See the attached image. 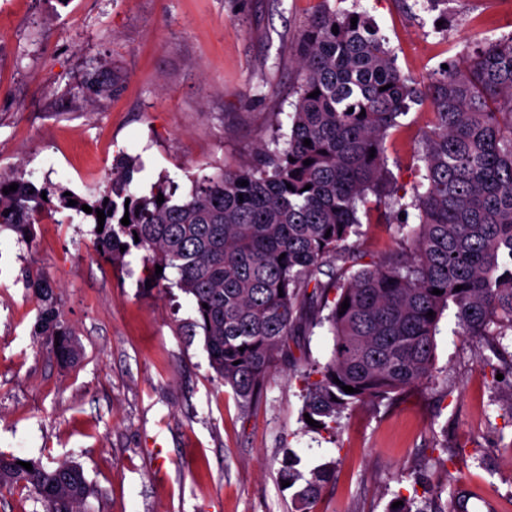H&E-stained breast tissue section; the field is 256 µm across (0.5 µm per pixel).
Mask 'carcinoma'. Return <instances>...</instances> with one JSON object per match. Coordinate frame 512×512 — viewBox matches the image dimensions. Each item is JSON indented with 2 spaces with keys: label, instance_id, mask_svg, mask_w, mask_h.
Here are the masks:
<instances>
[{
  "label": "carcinoma",
  "instance_id": "carcinoma-1",
  "mask_svg": "<svg viewBox=\"0 0 512 512\" xmlns=\"http://www.w3.org/2000/svg\"><path fill=\"white\" fill-rule=\"evenodd\" d=\"M297 69L290 134L274 131L248 164L198 177L189 196L176 200L166 178L148 195L132 194L141 163L124 156L108 189L92 201L74 197L72 209L104 211L95 244L112 263L137 249L147 252L152 284L166 280L155 274L158 265L177 272L176 286L193 298L192 328L202 331L212 369L244 404L288 351V337L328 326L331 355L304 372L306 380L313 373L319 379L304 388L301 413L329 432L350 405L435 378V336L446 310L454 309L469 336L498 345L512 332V36L486 41L421 89L400 72L365 15L319 0L298 39ZM81 92L104 96L110 84L90 73ZM424 101L433 112L415 152L423 174L407 189L389 177L385 141L411 105ZM16 184L5 194L0 182V228L22 239L42 213L68 207L67 196L55 202L29 180ZM370 194L401 214L415 210L418 219L398 224V250L379 261L353 254L348 244ZM324 265L326 281L316 277ZM26 282L37 293L44 328L59 335L54 356L73 363L78 348L57 320L46 274L30 269ZM344 385L357 392L345 393ZM16 461L0 454V489L28 490L45 512H89L95 490L80 465L47 469L33 461L28 471ZM298 464L288 457L282 477L292 487L304 481L293 494L296 512H314L333 470L322 465L306 478Z\"/></svg>",
  "mask_w": 512,
  "mask_h": 512
}]
</instances>
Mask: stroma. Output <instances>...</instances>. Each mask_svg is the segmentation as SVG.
I'll return each instance as SVG.
<instances>
[{"label":"stroma","instance_id":"obj_1","mask_svg":"<svg viewBox=\"0 0 512 512\" xmlns=\"http://www.w3.org/2000/svg\"><path fill=\"white\" fill-rule=\"evenodd\" d=\"M317 0H0V180L19 177L80 197L105 191L119 154L140 157L131 189L177 184L251 160L287 123L296 45ZM386 39L403 74L425 81L482 40L512 34V4L448 0V24L421 0H344ZM117 76L102 97L77 94L89 70ZM429 107L412 106L386 142L387 167L410 185ZM92 220L42 214L30 239L0 231V451L53 467L80 465L92 512H293L280 469L288 454L335 474L315 512H512V356L460 333L445 311L436 378L344 411L335 433L300 420L299 359L326 361V329L289 337L290 358L242 405L192 334L179 288L147 287L142 253L114 265ZM393 215L368 204L356 251L395 246ZM41 268L78 343L63 366L23 285Z\"/></svg>","mask_w":512,"mask_h":512}]
</instances>
